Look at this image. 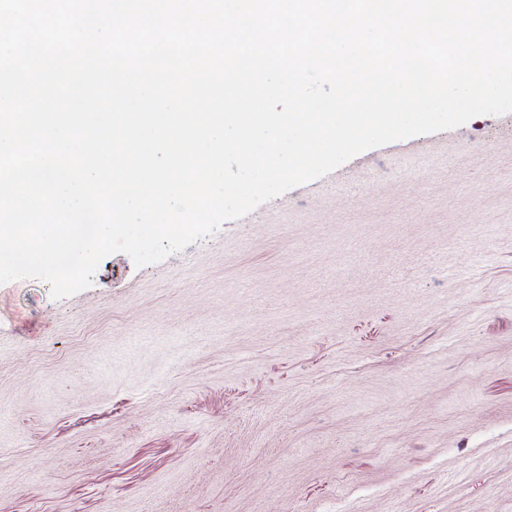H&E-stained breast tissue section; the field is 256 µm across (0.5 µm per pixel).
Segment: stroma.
<instances>
[{"instance_id":"stroma-1","label":"stroma","mask_w":512,"mask_h":512,"mask_svg":"<svg viewBox=\"0 0 512 512\" xmlns=\"http://www.w3.org/2000/svg\"><path fill=\"white\" fill-rule=\"evenodd\" d=\"M0 512H512V113L0 283Z\"/></svg>"}]
</instances>
